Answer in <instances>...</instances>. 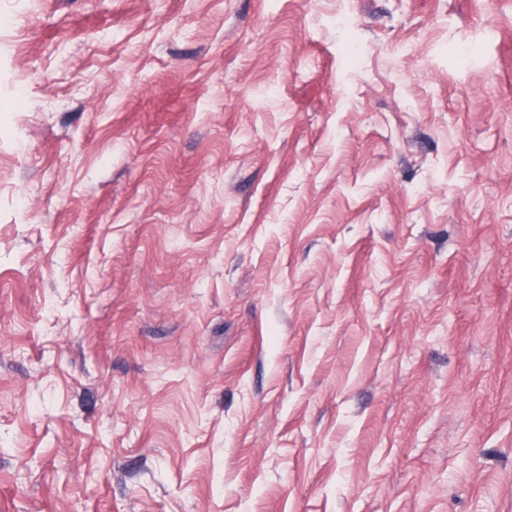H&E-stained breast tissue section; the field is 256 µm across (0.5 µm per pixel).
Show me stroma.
Wrapping results in <instances>:
<instances>
[{
  "label": "stroma",
  "mask_w": 512,
  "mask_h": 512,
  "mask_svg": "<svg viewBox=\"0 0 512 512\" xmlns=\"http://www.w3.org/2000/svg\"><path fill=\"white\" fill-rule=\"evenodd\" d=\"M0 512H512V0H0Z\"/></svg>",
  "instance_id": "1"
}]
</instances>
